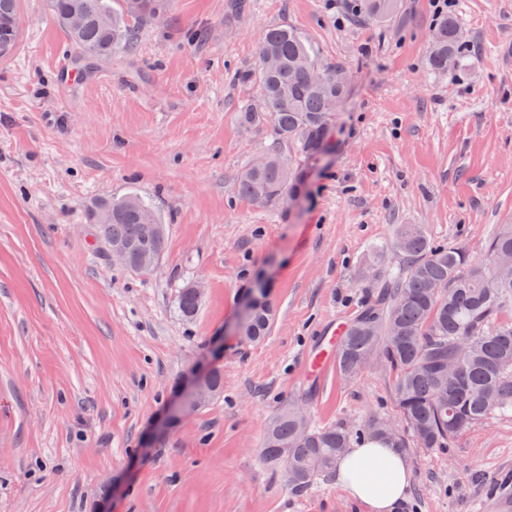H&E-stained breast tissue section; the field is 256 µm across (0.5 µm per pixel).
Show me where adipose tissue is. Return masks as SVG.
<instances>
[{
  "label": "adipose tissue",
  "instance_id": "ef3b65f1",
  "mask_svg": "<svg viewBox=\"0 0 512 512\" xmlns=\"http://www.w3.org/2000/svg\"><path fill=\"white\" fill-rule=\"evenodd\" d=\"M337 485L364 512H398L410 483L403 454L376 441L347 449L335 467Z\"/></svg>",
  "mask_w": 512,
  "mask_h": 512
}]
</instances>
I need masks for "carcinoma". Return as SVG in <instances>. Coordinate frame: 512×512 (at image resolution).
Returning <instances> with one entry per match:
<instances>
[{
  "instance_id": "obj_1",
  "label": "carcinoma",
  "mask_w": 512,
  "mask_h": 512,
  "mask_svg": "<svg viewBox=\"0 0 512 512\" xmlns=\"http://www.w3.org/2000/svg\"><path fill=\"white\" fill-rule=\"evenodd\" d=\"M169 0H50L51 11L72 44L74 59L89 68L110 61L119 52L131 55L139 29L165 14ZM400 0H352L351 13L359 22L384 23L399 10ZM12 25L9 50L19 40L18 0H0V22ZM469 53L459 17L450 13L431 30L425 60L431 72L446 73ZM338 66L323 65L310 43L288 25L264 33L253 68L236 80L254 84L261 103H246L239 112L248 127L267 125L288 153L273 149L265 162L251 163L238 180L239 194L257 206H274L283 195L302 193L304 165L332 146L338 105L348 85L336 80ZM98 239L107 250L129 248L125 268L134 273L151 269L142 262L159 259L166 246L161 216L136 193L112 201L102 199L92 209ZM386 252L370 257L377 268L356 315L336 339L335 361L347 380L379 365L394 377V404L404 425L396 435L386 431L391 419L376 416L351 427L343 422L319 426L310 417L283 406L266 423L262 458L270 467L284 468L288 487L300 492L333 471L343 449L353 439L369 437L408 455L413 448H450L462 433L496 416L512 415V274L504 273L497 255L512 253V224H501L488 240L485 254L473 256L463 246L436 241L422 224L397 226ZM195 285L181 288L179 315L196 316L201 297ZM273 309L254 306L242 319L239 332L250 342L270 332ZM458 357L459 381L437 365Z\"/></svg>"
}]
</instances>
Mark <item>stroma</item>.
Masks as SVG:
<instances>
[{
	"mask_svg": "<svg viewBox=\"0 0 512 512\" xmlns=\"http://www.w3.org/2000/svg\"><path fill=\"white\" fill-rule=\"evenodd\" d=\"M171 0L80 83L48 0H21V38L0 59V512H356L332 476L292 492L263 464L267 420L306 400L319 425L395 413L389 373L310 380L306 356L352 318L368 255L397 225L481 255L512 222V0H455L471 53L425 67L431 0L387 23H356L344 0ZM295 28L346 70L333 151L307 168L293 208L237 193L274 144L245 127L265 29ZM137 193L169 226L155 268L133 273L89 220ZM196 318L177 312L186 283ZM275 318L260 343L236 325L256 289ZM222 392L179 405L198 375ZM400 512H480L512 493V416L454 447L413 449ZM193 288H195L196 292ZM200 295L201 288H196L195 284H187L181 288L177 299V310L183 319L190 320L196 316L201 301Z\"/></svg>",
	"mask_w": 512,
	"mask_h": 512,
	"instance_id": "1",
	"label": "stroma"
}]
</instances>
